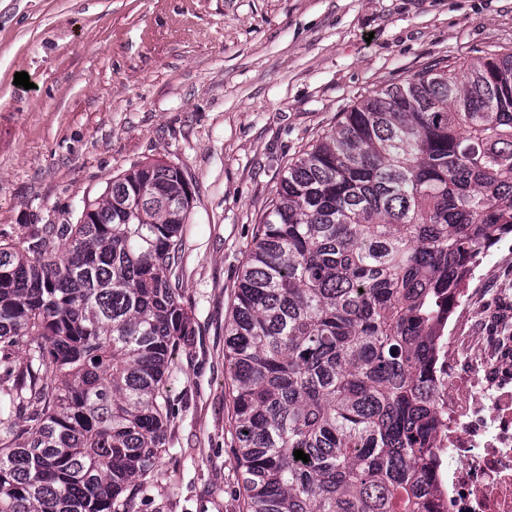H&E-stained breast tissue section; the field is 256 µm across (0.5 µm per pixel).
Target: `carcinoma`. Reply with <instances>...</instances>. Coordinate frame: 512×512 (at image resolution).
<instances>
[{
    "label": "carcinoma",
    "instance_id": "carcinoma-1",
    "mask_svg": "<svg viewBox=\"0 0 512 512\" xmlns=\"http://www.w3.org/2000/svg\"><path fill=\"white\" fill-rule=\"evenodd\" d=\"M191 207L179 167L141 163L77 223L0 241V381L27 422L0 411V512H135L194 336ZM511 233V52L421 71L302 152L224 327L247 512H433L438 327Z\"/></svg>",
    "mask_w": 512,
    "mask_h": 512
}]
</instances>
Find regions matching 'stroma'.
Here are the masks:
<instances>
[{"instance_id":"stroma-1","label":"stroma","mask_w":512,"mask_h":512,"mask_svg":"<svg viewBox=\"0 0 512 512\" xmlns=\"http://www.w3.org/2000/svg\"><path fill=\"white\" fill-rule=\"evenodd\" d=\"M495 51H512V0H0L1 237L76 223L140 162L191 183L178 276L195 336L167 380L168 449L137 512H245L224 325L289 164L365 98ZM470 286L460 304L483 317L457 331L455 374L512 310V235Z\"/></svg>"}]
</instances>
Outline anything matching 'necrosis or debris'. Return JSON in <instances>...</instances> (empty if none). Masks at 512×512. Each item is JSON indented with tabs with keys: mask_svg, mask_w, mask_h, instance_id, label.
Wrapping results in <instances>:
<instances>
[{
	"mask_svg": "<svg viewBox=\"0 0 512 512\" xmlns=\"http://www.w3.org/2000/svg\"><path fill=\"white\" fill-rule=\"evenodd\" d=\"M475 353L483 372L447 377L440 393L435 512H512V336Z\"/></svg>",
	"mask_w": 512,
	"mask_h": 512,
	"instance_id": "1",
	"label": "necrosis or debris"
}]
</instances>
